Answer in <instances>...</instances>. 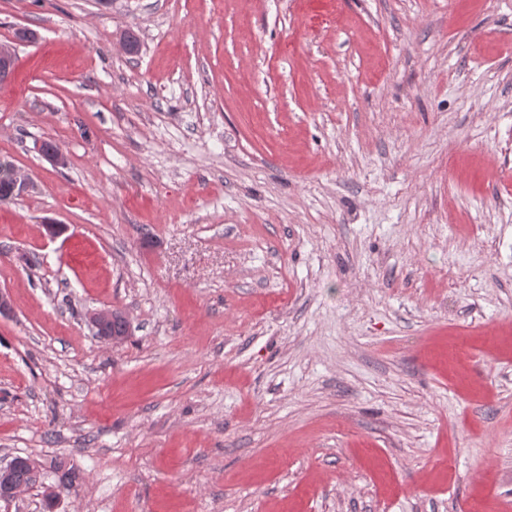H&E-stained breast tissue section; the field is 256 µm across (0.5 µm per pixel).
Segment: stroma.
<instances>
[{
  "label": "stroma",
  "instance_id": "35a3bbf8",
  "mask_svg": "<svg viewBox=\"0 0 512 512\" xmlns=\"http://www.w3.org/2000/svg\"><path fill=\"white\" fill-rule=\"evenodd\" d=\"M0 43V462L41 471L0 512L59 461L55 512L512 504V0H0ZM13 172L14 168L11 164L0 163V203L13 201L17 196L29 191L32 185L30 178L21 176L17 171L14 173L15 184L13 185ZM14 189L19 195L14 192ZM112 313L115 315L114 322ZM122 313L123 312L118 309L102 310L94 313L90 320L97 331V335L104 340L117 342V340L113 336H109L106 331L107 324L112 319V322L109 324V331L112 335L113 332H115L116 336H119V342L122 341L127 333V324L122 320Z\"/></svg>",
  "mask_w": 512,
  "mask_h": 512
}]
</instances>
